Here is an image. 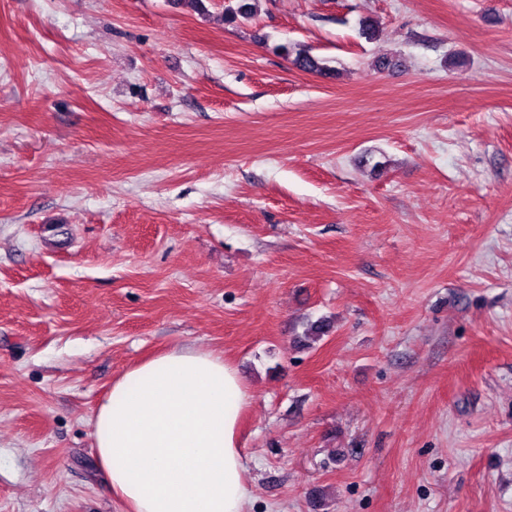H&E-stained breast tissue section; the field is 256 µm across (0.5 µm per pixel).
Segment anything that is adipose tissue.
Listing matches in <instances>:
<instances>
[{
	"mask_svg": "<svg viewBox=\"0 0 512 512\" xmlns=\"http://www.w3.org/2000/svg\"><path fill=\"white\" fill-rule=\"evenodd\" d=\"M250 393L238 368L196 347L117 377L91 420L100 468L126 512H244L239 433Z\"/></svg>",
	"mask_w": 512,
	"mask_h": 512,
	"instance_id": "obj_1",
	"label": "adipose tissue"
}]
</instances>
